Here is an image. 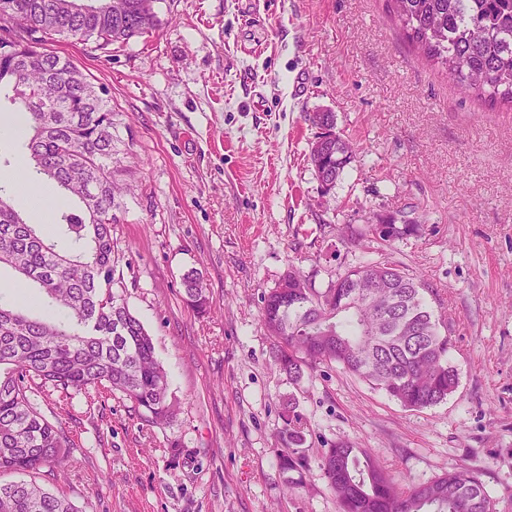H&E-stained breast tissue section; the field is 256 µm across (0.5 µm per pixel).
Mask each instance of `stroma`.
<instances>
[{"label":"stroma","mask_w":512,"mask_h":512,"mask_svg":"<svg viewBox=\"0 0 512 512\" xmlns=\"http://www.w3.org/2000/svg\"><path fill=\"white\" fill-rule=\"evenodd\" d=\"M159 24L112 54L55 48L109 90L115 278L180 409L59 413L77 446L45 476L81 512H337L319 452L368 449L401 487L470 469L512 512V110L466 97L420 56L386 0H157ZM330 112L356 153L324 189L310 161ZM420 224L381 248L377 217ZM387 261L421 277L448 323L459 383L408 410L336 367L289 383L262 325L288 269L324 289ZM201 273L213 307L182 301ZM295 397L310 467L288 489L280 411Z\"/></svg>","instance_id":"obj_1"}]
</instances>
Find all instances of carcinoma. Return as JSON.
Returning a JSON list of instances; mask_svg holds the SVG:
<instances>
[{"instance_id":"1","label":"carcinoma","mask_w":512,"mask_h":512,"mask_svg":"<svg viewBox=\"0 0 512 512\" xmlns=\"http://www.w3.org/2000/svg\"><path fill=\"white\" fill-rule=\"evenodd\" d=\"M155 0H0V91L14 112L28 114L20 137L26 178L50 183L69 200L55 235L29 224L0 184V268L36 288L39 300L63 319L0 301V512H80L38 481L42 469L65 467L75 440L43 411L78 396L91 406L117 397L151 425L179 410L151 336L114 286L112 105L73 60L52 48L77 38L112 52L155 30ZM404 34L427 60L441 66L465 93L490 106L512 108V0H388ZM354 159L352 145L334 134L310 154L318 178L336 184ZM387 245L418 235L420 224L369 225ZM68 250L57 249V239ZM183 302L211 308L201 274L183 278ZM424 284L396 263L353 267L320 290L290 269L263 294L262 321L275 338L274 358L292 384L317 366L335 365L410 410L437 405L458 386L442 316L423 296ZM280 418L279 465L299 485L309 469L303 445L307 423L294 396ZM319 465L338 512H495L473 473L460 468L405 490L366 448L338 442L320 450Z\"/></svg>"}]
</instances>
